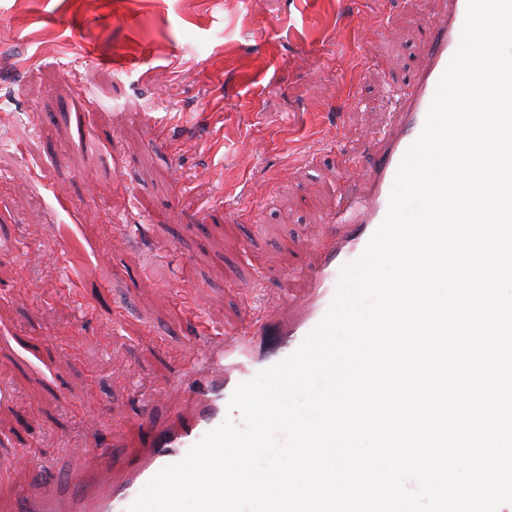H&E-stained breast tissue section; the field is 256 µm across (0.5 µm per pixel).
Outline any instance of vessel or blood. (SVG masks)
Instances as JSON below:
<instances>
[{
	"mask_svg": "<svg viewBox=\"0 0 512 512\" xmlns=\"http://www.w3.org/2000/svg\"><path fill=\"white\" fill-rule=\"evenodd\" d=\"M430 9L428 33L422 43L413 74L399 99L390 123L391 135L374 138L370 146L377 158L362 177L352 178V188L333 221L345 225L346 235L321 253L315 266L300 275L309 294L294 290L286 278V301L265 320L246 318L233 336H195L188 346L187 367L173 379L180 402L167 428L156 427L142 416L146 437L142 452L130 458L123 478L112 476V450L97 451L94 466H86L85 449H74V469L62 479L64 497L46 496L34 489L15 491L17 512H127L148 481L165 466L180 462L209 431L225 420L239 421L230 411L231 396L252 372L266 370L290 357L328 312L346 265L364 252L389 208L391 187L405 154L416 141L436 93L439 81L456 53L462 36L467 0H443L441 11Z\"/></svg>",
	"mask_w": 512,
	"mask_h": 512,
	"instance_id": "vessel-or-blood-1",
	"label": "vessel or blood"
}]
</instances>
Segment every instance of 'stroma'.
I'll return each instance as SVG.
<instances>
[{
    "instance_id": "obj_1",
    "label": "stroma",
    "mask_w": 512,
    "mask_h": 512,
    "mask_svg": "<svg viewBox=\"0 0 512 512\" xmlns=\"http://www.w3.org/2000/svg\"><path fill=\"white\" fill-rule=\"evenodd\" d=\"M423 36L422 0H0V512L140 451L196 309L233 332L317 260Z\"/></svg>"
}]
</instances>
